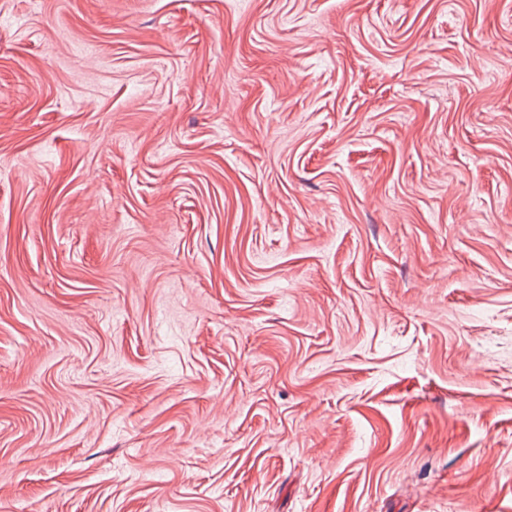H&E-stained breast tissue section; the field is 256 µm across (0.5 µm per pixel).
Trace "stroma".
<instances>
[{
	"mask_svg": "<svg viewBox=\"0 0 512 512\" xmlns=\"http://www.w3.org/2000/svg\"><path fill=\"white\" fill-rule=\"evenodd\" d=\"M0 512H512V0H0Z\"/></svg>",
	"mask_w": 512,
	"mask_h": 512,
	"instance_id": "obj_1",
	"label": "stroma"
}]
</instances>
